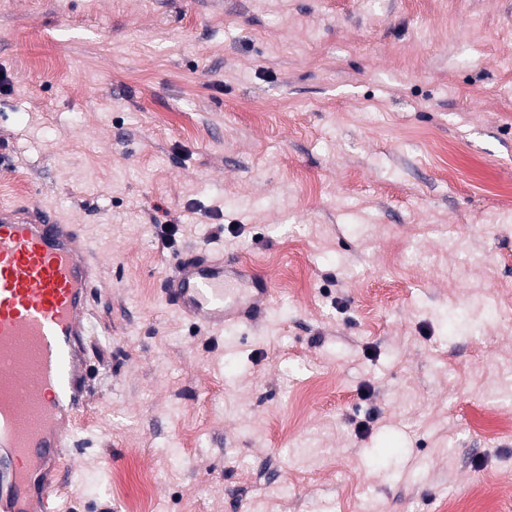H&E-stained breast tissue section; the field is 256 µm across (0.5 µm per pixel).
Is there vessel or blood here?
Returning a JSON list of instances; mask_svg holds the SVG:
<instances>
[{"label":"vessel or blood","instance_id":"vessel-or-blood-1","mask_svg":"<svg viewBox=\"0 0 512 512\" xmlns=\"http://www.w3.org/2000/svg\"><path fill=\"white\" fill-rule=\"evenodd\" d=\"M98 262L73 224L35 207L0 208V512H60L59 467L88 406L89 291ZM255 307L271 287L240 261L180 253L163 281L168 305L198 326L245 317L236 285Z\"/></svg>","mask_w":512,"mask_h":512}]
</instances>
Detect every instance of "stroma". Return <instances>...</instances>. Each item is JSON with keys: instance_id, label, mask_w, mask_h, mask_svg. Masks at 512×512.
<instances>
[{"instance_id": "1", "label": "stroma", "mask_w": 512, "mask_h": 512, "mask_svg": "<svg viewBox=\"0 0 512 512\" xmlns=\"http://www.w3.org/2000/svg\"><path fill=\"white\" fill-rule=\"evenodd\" d=\"M0 207L100 263L72 512H512V0H0ZM180 227L168 249L161 225ZM251 264L223 329L175 252ZM252 288L250 305L243 310L232 284ZM168 305L198 326L223 329L224 324L245 317L253 308L268 304L271 286L255 276L240 261H226L224 255L208 250L180 253L163 281Z\"/></svg>"}]
</instances>
